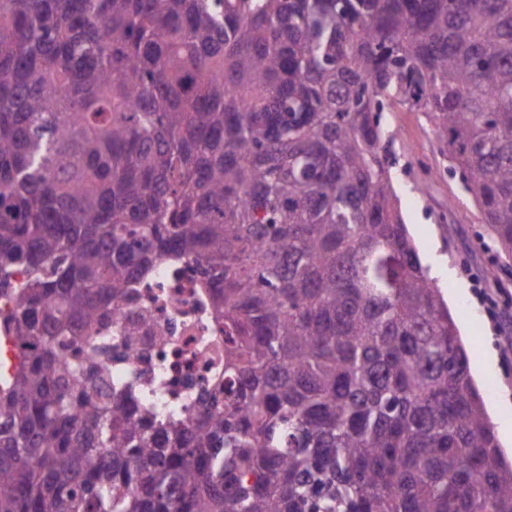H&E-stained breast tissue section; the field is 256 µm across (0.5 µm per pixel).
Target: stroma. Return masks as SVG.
Segmentation results:
<instances>
[{
    "label": "stroma",
    "mask_w": 512,
    "mask_h": 512,
    "mask_svg": "<svg viewBox=\"0 0 512 512\" xmlns=\"http://www.w3.org/2000/svg\"><path fill=\"white\" fill-rule=\"evenodd\" d=\"M388 121L397 132L398 188L404 220L420 258L457 323L470 365H489L473 381L487 407L510 402L512 369L500 360V336H512V265L496 258V245L478 210L458 193L448 175L429 179L436 165V145L427 136L416 112H395Z\"/></svg>",
    "instance_id": "1"
}]
</instances>
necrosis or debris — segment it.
Wrapping results in <instances>:
<instances>
[{
    "mask_svg": "<svg viewBox=\"0 0 512 512\" xmlns=\"http://www.w3.org/2000/svg\"><path fill=\"white\" fill-rule=\"evenodd\" d=\"M136 329L140 349L113 363V378L150 366L162 378L152 399L163 411L189 414L204 388L221 379L223 335L216 325L208 289L199 285L194 264H160L120 301L110 329L119 336Z\"/></svg>",
    "mask_w": 512,
    "mask_h": 512,
    "instance_id": "1",
    "label": "necrosis or debris"
}]
</instances>
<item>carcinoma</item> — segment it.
Segmentation results:
<instances>
[{
	"label": "carcinoma",
	"mask_w": 512,
	"mask_h": 512,
	"mask_svg": "<svg viewBox=\"0 0 512 512\" xmlns=\"http://www.w3.org/2000/svg\"><path fill=\"white\" fill-rule=\"evenodd\" d=\"M400 108L511 260L512 0H0V512H512ZM171 256L224 324L187 418L100 335Z\"/></svg>",
	"instance_id": "1"
}]
</instances>
